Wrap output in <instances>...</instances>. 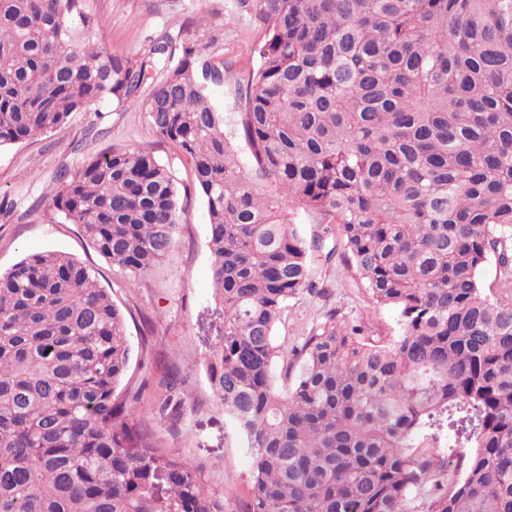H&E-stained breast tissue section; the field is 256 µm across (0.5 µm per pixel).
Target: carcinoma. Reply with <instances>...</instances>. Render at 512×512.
Instances as JSON below:
<instances>
[{
	"label": "carcinoma",
	"mask_w": 512,
	"mask_h": 512,
	"mask_svg": "<svg viewBox=\"0 0 512 512\" xmlns=\"http://www.w3.org/2000/svg\"><path fill=\"white\" fill-rule=\"evenodd\" d=\"M242 4L266 40L230 87L193 43L175 65L160 42L108 53L93 0H0V145L134 104L163 72L143 105L208 209L224 336L206 369L251 457L243 512H406L428 484L431 512H512V0ZM285 200L341 227L344 263L397 313L396 336L371 340L331 308L301 345H275L284 304L321 293ZM49 206L132 275L166 254L185 211L146 148L63 168ZM131 356L86 264L44 252L0 273V512H226L198 467L133 422L138 395L118 391ZM182 383L173 373L163 417L181 415ZM444 428L469 449L449 484L416 443Z\"/></svg>",
	"instance_id": "obj_1"
}]
</instances>
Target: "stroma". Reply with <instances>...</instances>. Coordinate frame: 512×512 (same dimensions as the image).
Returning a JSON list of instances; mask_svg holds the SVG:
<instances>
[{
	"instance_id": "stroma-1",
	"label": "stroma",
	"mask_w": 512,
	"mask_h": 512,
	"mask_svg": "<svg viewBox=\"0 0 512 512\" xmlns=\"http://www.w3.org/2000/svg\"><path fill=\"white\" fill-rule=\"evenodd\" d=\"M95 5L102 20L96 40L109 53L140 56L160 40L177 54L192 42L223 58L230 81H246L257 66L255 48L265 27L241 0H95ZM129 147L153 149L170 167L179 191L188 195L173 247L140 276L112 267L79 225L59 222L41 204L61 166L74 170L99 152ZM3 197L13 208L0 214V272L47 251L68 253L91 267L125 319L132 349L126 381L140 393L135 421L151 431L157 447L201 468L208 487L225 494L228 512H241L250 458L210 389L204 362L224 334V308L211 286L209 216L178 147L158 137L142 106L94 105L72 114L50 134L0 146ZM311 269L322 293L289 301L274 330L277 345L301 344L332 308L363 321L372 339L385 341L396 334V314L376 305L341 258L329 261L324 253H313ZM178 370L188 374L181 392L184 407L178 419L170 420L160 416L159 408L168 395L167 381Z\"/></svg>"
}]
</instances>
